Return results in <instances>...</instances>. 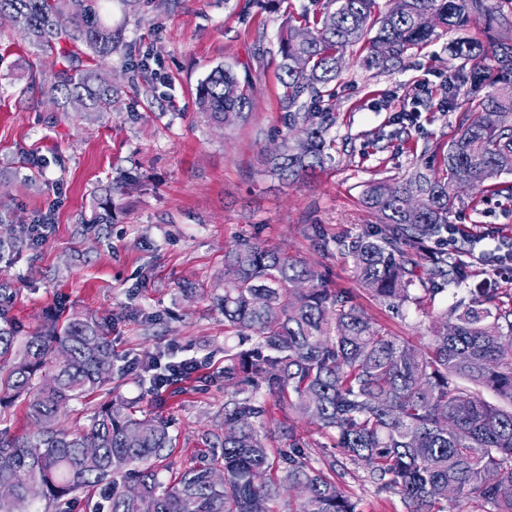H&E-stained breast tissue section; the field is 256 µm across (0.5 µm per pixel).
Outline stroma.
<instances>
[{
	"instance_id": "obj_1",
	"label": "stroma",
	"mask_w": 512,
	"mask_h": 512,
	"mask_svg": "<svg viewBox=\"0 0 512 512\" xmlns=\"http://www.w3.org/2000/svg\"><path fill=\"white\" fill-rule=\"evenodd\" d=\"M318 7L317 0H140L128 13L113 0L112 25L131 49L99 64L118 96L111 111L92 117L58 110L43 90L29 88L34 50L0 21V235L51 217L41 241L0 259V280L12 288L0 309L25 335L61 303L111 317L114 365L124 375L72 402L61 422L83 430L110 402L140 418L163 417L174 444L159 466L167 481L192 464L206 434L223 433L224 351L251 347L213 303L224 291V253L238 241L305 261L389 335L417 344L430 333L427 311L410 306L396 315L364 291L332 242L374 223L362 203L370 181L404 183L424 147L447 148L456 136L466 87L450 112L415 105L414 93L425 86L441 99L458 67L453 43L483 37V29H437L398 67H370L366 51L347 50L331 102L332 159L287 185L264 165L266 150L288 136L278 40ZM260 46L267 53L259 59ZM219 66L232 68L252 99L247 120L226 129L210 125L197 105L199 84ZM413 109L409 140L391 141L392 115ZM459 196L451 221L479 238L466 256L478 284L486 269L479 254L512 237V199L469 188ZM106 201L111 223L83 230ZM160 350L203 367L154 392L125 365ZM343 484L358 512H406L363 467H352Z\"/></svg>"
}]
</instances>
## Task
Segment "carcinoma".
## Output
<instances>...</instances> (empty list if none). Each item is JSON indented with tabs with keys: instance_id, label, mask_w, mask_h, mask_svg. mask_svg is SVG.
<instances>
[{
	"instance_id": "carcinoma-1",
	"label": "carcinoma",
	"mask_w": 512,
	"mask_h": 512,
	"mask_svg": "<svg viewBox=\"0 0 512 512\" xmlns=\"http://www.w3.org/2000/svg\"><path fill=\"white\" fill-rule=\"evenodd\" d=\"M327 0L303 15L310 33L297 42L292 26L279 41L282 119L304 138L284 139L268 153L269 171L283 181L313 176L330 157L326 139L336 113L325 100L350 47L367 44L369 64L384 67L428 42L435 26L480 24L512 30V0ZM36 50L51 57L62 42L81 46L96 62L126 47L122 31L101 14V0H0V16ZM373 37H368L369 33ZM452 57L470 83L469 106L439 169L424 162L410 180L369 183L364 205L376 216L353 235L336 237L361 287L389 309L432 301L468 284L462 251L432 249L448 236L460 172L481 192L512 193L490 179L512 172V38L456 44ZM51 71L35 66L31 84L62 107L79 99L86 114L112 107L114 88L96 66L74 63ZM200 112L224 129L247 118L249 87L216 67L200 83ZM498 113V123L483 113ZM416 112L392 118L391 139L409 137ZM488 261L512 262V239L499 240ZM234 275L215 297L224 322L256 350L225 353L224 429L208 434L220 459H202L171 483L157 464L172 451L166 422L138 418L112 404L100 407L85 431L59 425L73 400L112 380L111 320L72 313L48 317L18 343L16 323L0 311V397H22L33 431L0 432V512H26L33 501L67 504L77 493L104 486L92 512H357L340 479L351 465L366 468L381 491L401 496L407 512H437L442 502H482L488 512H512V307L496 288H469L432 317L421 344L375 326L350 293L330 289L299 260L260 243H239L224 254ZM298 419L336 435L339 454L318 452L290 421L279 423L286 448L265 443L271 416L261 388ZM492 391L497 402L483 398Z\"/></svg>"
}]
</instances>
